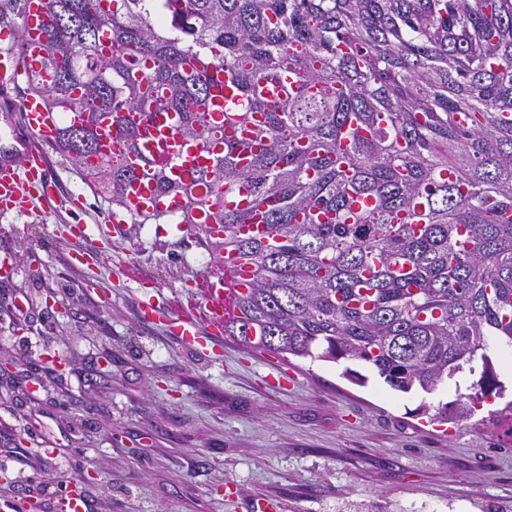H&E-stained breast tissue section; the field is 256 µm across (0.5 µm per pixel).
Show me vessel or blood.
Instances as JSON below:
<instances>
[{
	"mask_svg": "<svg viewBox=\"0 0 512 512\" xmlns=\"http://www.w3.org/2000/svg\"><path fill=\"white\" fill-rule=\"evenodd\" d=\"M49 19L47 0H25L20 14L22 46L14 42L0 43V110L18 112L22 123L14 131L12 145L0 148V214L21 211L25 204L50 200L55 194L51 177L48 148L52 143L55 117L46 112L39 98L21 100L11 96L23 71L49 73L41 41V30ZM145 138L152 152L167 164L173 181L184 183L188 173L206 165V148L183 142L176 132L172 115L152 113L144 122ZM153 172H141L138 180L125 192V214L134 216L145 210L151 198ZM230 293L224 288L207 291L205 312L212 327L223 329L224 319L231 310Z\"/></svg>",
	"mask_w": 512,
	"mask_h": 512,
	"instance_id": "vessel-or-blood-1",
	"label": "vessel or blood"
}]
</instances>
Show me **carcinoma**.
<instances>
[{"mask_svg":"<svg viewBox=\"0 0 512 512\" xmlns=\"http://www.w3.org/2000/svg\"><path fill=\"white\" fill-rule=\"evenodd\" d=\"M54 147L140 224H195L251 271L224 333L259 351L364 362L453 411L503 395L512 347V0H49ZM173 112L211 148L191 184L142 153L141 114ZM123 145L99 152L104 125ZM247 136L229 140L225 126ZM175 210L159 207L174 196ZM247 200L240 205L238 197ZM261 217L263 234L241 227ZM153 170L145 168L139 172V179L131 184L125 192V215L133 217L139 211L145 210L150 201V189L153 188Z\"/></svg>","mask_w":512,"mask_h":512,"instance_id":"carcinoma-1","label":"carcinoma"}]
</instances>
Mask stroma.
Segmentation results:
<instances>
[{
    "mask_svg": "<svg viewBox=\"0 0 512 512\" xmlns=\"http://www.w3.org/2000/svg\"><path fill=\"white\" fill-rule=\"evenodd\" d=\"M50 156L80 207L0 216V260L16 265L0 279V359L14 364L0 376V512L44 482L64 512L87 474V512H512L505 399L439 425L417 409L454 401L455 384L359 385L204 324L200 343L182 341L141 304L202 309L198 285L224 276L212 247L188 224L111 228L106 195ZM100 239L97 264L74 263Z\"/></svg>",
    "mask_w": 512,
    "mask_h": 512,
    "instance_id": "35a3bbf8",
    "label": "stroma"
}]
</instances>
